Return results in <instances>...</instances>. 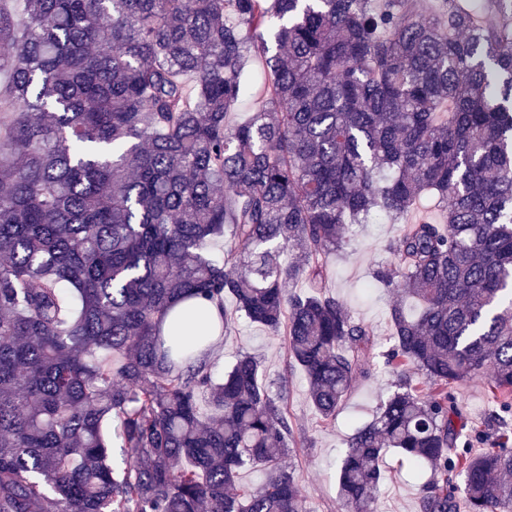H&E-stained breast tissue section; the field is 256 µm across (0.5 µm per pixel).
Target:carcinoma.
Wrapping results in <instances>:
<instances>
[{"instance_id": "carcinoma-1", "label": "carcinoma", "mask_w": 512, "mask_h": 512, "mask_svg": "<svg viewBox=\"0 0 512 512\" xmlns=\"http://www.w3.org/2000/svg\"><path fill=\"white\" fill-rule=\"evenodd\" d=\"M423 2L0 0V512H307L285 396L250 354L215 380L227 313L185 336L173 306L286 327L332 419L371 332L324 258L374 215L398 384L339 497L377 512L392 451L430 468L419 512H512V426L474 455L448 398L482 380L512 410V0Z\"/></svg>"}]
</instances>
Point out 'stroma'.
I'll list each match as a JSON object with an SVG mask.
<instances>
[{"mask_svg":"<svg viewBox=\"0 0 512 512\" xmlns=\"http://www.w3.org/2000/svg\"><path fill=\"white\" fill-rule=\"evenodd\" d=\"M398 232L397 225L384 217L353 226L341 254L327 259L325 285L351 314L373 332L365 371L357 377L344 409L331 420L315 412L303 372L287 359V339L273 335L236 317L222 339V353L212 364L215 376H223L238 354L258 357L272 383V394H284L288 414L296 434L287 464L292 466L307 498L309 512H342L337 490V464L347 447L353 429L370 421L380 400L394 389L395 379L388 371L386 354L392 346L388 308L394 296L385 288L372 287V272L377 264L388 262L387 244ZM451 395L466 424L464 435L472 452L489 447L494 431L489 417L498 408L480 382L462 384ZM384 479L380 485L381 512H419L421 480L396 455L382 463Z\"/></svg>","mask_w":512,"mask_h":512,"instance_id":"stroma-1","label":"stroma"}]
</instances>
